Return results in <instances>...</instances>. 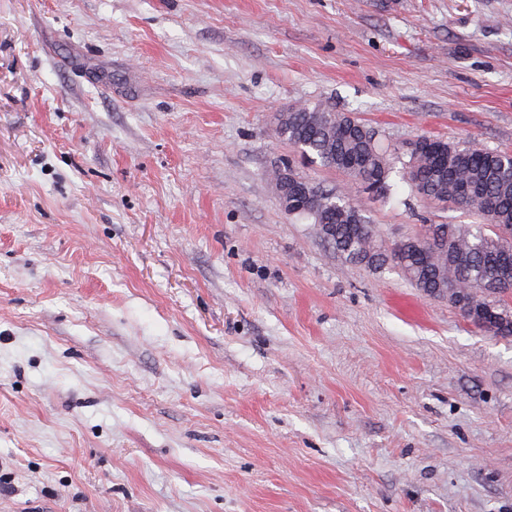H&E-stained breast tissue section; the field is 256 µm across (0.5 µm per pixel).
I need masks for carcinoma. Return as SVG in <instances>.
<instances>
[{"label": "carcinoma", "mask_w": 512, "mask_h": 512, "mask_svg": "<svg viewBox=\"0 0 512 512\" xmlns=\"http://www.w3.org/2000/svg\"><path fill=\"white\" fill-rule=\"evenodd\" d=\"M315 111L329 108L301 106L288 113L277 134L300 156L345 174L350 183L327 188L288 168V179L320 200L316 213L298 217L330 226L328 245L346 260L393 265L424 295L448 298L476 328L511 336L512 277L493 282L491 275L502 260H512V154L422 137L426 147L410 153L402 181L427 203L465 210L480 223L423 224L413 242L387 247L354 197L360 189L390 193V154L357 118L338 112L336 124H318Z\"/></svg>", "instance_id": "obj_1"}]
</instances>
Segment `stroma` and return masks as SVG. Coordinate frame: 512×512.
Instances as JSON below:
<instances>
[{"mask_svg":"<svg viewBox=\"0 0 512 512\" xmlns=\"http://www.w3.org/2000/svg\"><path fill=\"white\" fill-rule=\"evenodd\" d=\"M305 103L512 152V0H0V512H512V336L282 208Z\"/></svg>","mask_w":512,"mask_h":512,"instance_id":"obj_1","label":"stroma"}]
</instances>
